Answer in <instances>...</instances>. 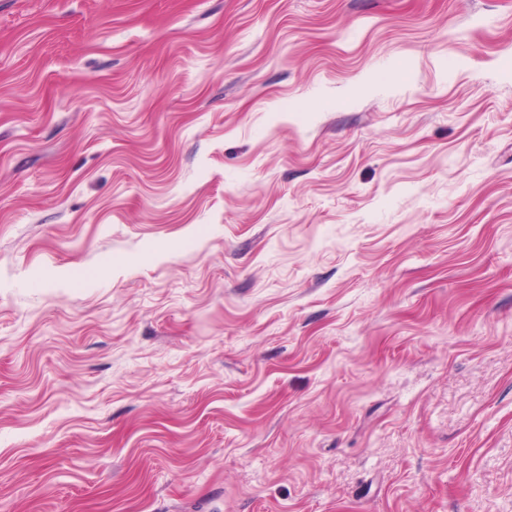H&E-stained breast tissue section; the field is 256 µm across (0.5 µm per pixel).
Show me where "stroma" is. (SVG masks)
<instances>
[{"mask_svg": "<svg viewBox=\"0 0 512 512\" xmlns=\"http://www.w3.org/2000/svg\"><path fill=\"white\" fill-rule=\"evenodd\" d=\"M0 512H512V0H0Z\"/></svg>", "mask_w": 512, "mask_h": 512, "instance_id": "stroma-1", "label": "stroma"}]
</instances>
